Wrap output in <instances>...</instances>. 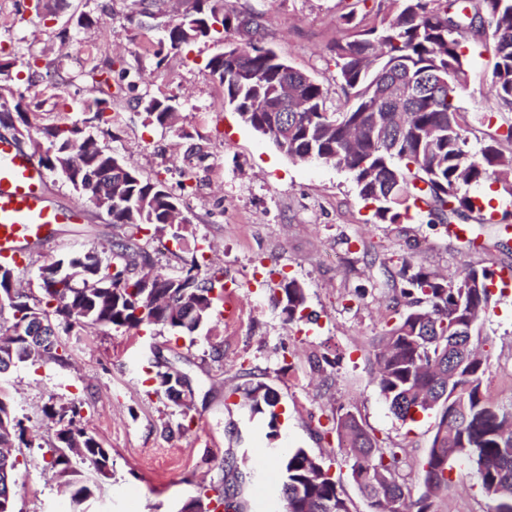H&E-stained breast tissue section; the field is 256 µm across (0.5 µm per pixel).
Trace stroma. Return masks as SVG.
Returning a JSON list of instances; mask_svg holds the SVG:
<instances>
[{"label": "stroma", "instance_id": "1", "mask_svg": "<svg viewBox=\"0 0 512 512\" xmlns=\"http://www.w3.org/2000/svg\"><path fill=\"white\" fill-rule=\"evenodd\" d=\"M230 0L254 15L265 43L287 63L319 83L328 108L342 98L336 40L380 21L384 0ZM193 0H166L162 14H137L133 0H66L58 15L42 17L35 0H0V54L20 63L16 90L42 123L87 117V73L112 64V123L99 140L143 177L179 192L183 172L193 179L182 211L187 221L140 244L156 270L172 273L204 249L205 262L224 270V289L239 302L237 317L214 315L191 334L150 326L140 332L87 327L64 336L69 363L18 365L0 376L14 414L25 428L17 453L32 460L19 469L14 512H73L68 494L52 477L48 448L55 426L45 406L83 403L81 424L111 450L106 475L98 477L87 512H178L202 487L235 489L243 512H282L280 483L264 481L291 448L305 449L329 467L352 512H369L350 477V461L333 426L352 412L383 448L401 451L406 492L425 490L422 463L435 432L434 415L402 422L390 411L376 377L377 339L396 318L403 264L449 277L473 265L501 272L492 289L483 333L489 338L490 370L483 392L492 403L512 407V223L465 221L462 238L430 223L426 209L407 219L379 220L358 193L351 175L334 165L289 159L269 139L244 124L227 103L224 87L206 64L226 42L242 34H214L170 51L154 52L171 20ZM354 12L352 24L343 14ZM89 14L92 25L68 26ZM61 76L43 78L47 65ZM491 54L480 39L468 42L469 86L461 104L483 112L491 96ZM136 91H128V83ZM169 98L177 105L175 126L150 124L137 98ZM78 224L58 225L51 242L32 245L20 263L23 288L39 291L46 261L110 248L125 229L86 205ZM296 279L307 294L306 317L288 322L276 308L280 283ZM185 374L193 391L182 409L159 390L157 371ZM264 382L280 396L278 437L244 409L245 387ZM234 458L237 467L224 461ZM39 486L31 495L29 486ZM432 512H487L475 469L453 470L446 491L432 498Z\"/></svg>", "mask_w": 512, "mask_h": 512}]
</instances>
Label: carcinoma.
<instances>
[{"mask_svg": "<svg viewBox=\"0 0 512 512\" xmlns=\"http://www.w3.org/2000/svg\"><path fill=\"white\" fill-rule=\"evenodd\" d=\"M394 9L380 25L336 41L331 52L344 94L343 109H326L322 88L310 76L260 45L261 24L248 28L254 43L246 48L254 79L242 84L235 60L218 53L208 61L209 74L224 84L227 102L238 114L251 108L243 122L259 132L285 124L288 139L275 142L291 159L330 163L349 172L360 196L375 205V216L392 224L423 203L429 223L449 226L477 215L480 224H495L490 202L472 195L469 187L500 185L512 196V0H391ZM209 38L215 25L228 31L238 15L227 0H194L187 13ZM177 19L167 31L170 48L191 44ZM478 36L494 63L491 84L494 107L469 116L460 101L468 79V59L459 53L462 41ZM12 58L0 59V126L15 121L32 133L28 140L41 165L56 173L68 165L72 175L97 178L106 191L122 182V194L112 201V223L128 229L126 238L104 260L97 247L60 258L40 268V292L11 287L17 263L0 262V310L12 312L11 325L0 334V374L19 363H67L61 336L76 326L139 330L162 326L174 333H192L209 323L224 300V272L205 271L197 258L180 276L156 272L151 282L140 270L154 267L150 254L136 243L139 235L166 229L170 203L179 202L163 182L144 178L134 167L87 132L112 122L111 103L94 98L92 117L82 122L41 124L25 95L14 91ZM112 63L94 66L91 90L108 84ZM438 74L448 84L436 97L420 90L408 100L411 118L404 127L389 112H371L383 82L422 85ZM292 83L309 102L304 112H277L278 88ZM175 104L169 99L144 102L150 123L170 126ZM404 281V309L382 334L377 354L379 388L394 415L412 421L417 413L436 416V430L424 463L425 492L406 496L399 481L400 458L377 445L357 417L337 418L336 434L351 461V479L367 500L370 512H430L431 496L448 487L452 464L476 468L490 501L489 512H512V408L491 404L482 392L490 358L483 349L482 317L492 299L495 271L474 266L459 276L439 279L422 269L399 271ZM288 320L303 318L307 297L295 279L280 283ZM158 385L179 403L180 379L170 370L156 374ZM250 411L269 416L275 427L276 391L258 382L245 389ZM81 404L44 409L55 424L51 445L52 476L58 487L80 506L95 496L97 484L88 473L104 474L109 449L80 426ZM22 422L0 397V512H14L17 494L16 441L23 440ZM78 458L83 468L73 464ZM285 512H350L347 500L329 470L303 448H292L282 460Z\"/></svg>", "mask_w": 512, "mask_h": 512, "instance_id": "obj_1", "label": "carcinoma"}]
</instances>
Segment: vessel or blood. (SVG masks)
<instances>
[{
	"mask_svg": "<svg viewBox=\"0 0 512 512\" xmlns=\"http://www.w3.org/2000/svg\"><path fill=\"white\" fill-rule=\"evenodd\" d=\"M47 179L28 155L0 140V259H18L23 245L49 242L55 226L81 220L83 208L49 203Z\"/></svg>",
	"mask_w": 512,
	"mask_h": 512,
	"instance_id": "obj_1",
	"label": "vessel or blood"
}]
</instances>
